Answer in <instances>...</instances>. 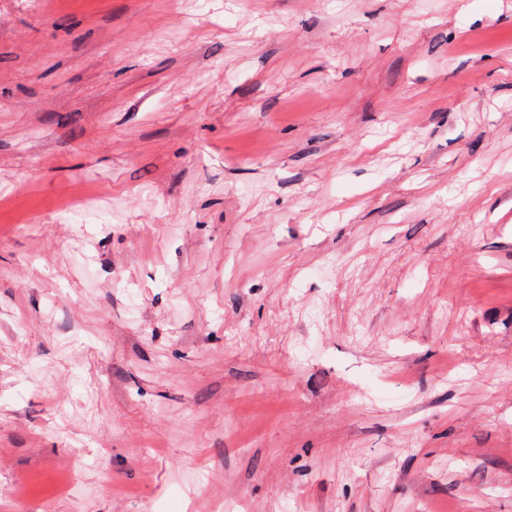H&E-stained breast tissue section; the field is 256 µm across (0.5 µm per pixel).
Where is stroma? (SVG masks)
<instances>
[{
    "instance_id": "stroma-1",
    "label": "stroma",
    "mask_w": 512,
    "mask_h": 512,
    "mask_svg": "<svg viewBox=\"0 0 512 512\" xmlns=\"http://www.w3.org/2000/svg\"><path fill=\"white\" fill-rule=\"evenodd\" d=\"M227 506L512 512V0H0V512Z\"/></svg>"
}]
</instances>
